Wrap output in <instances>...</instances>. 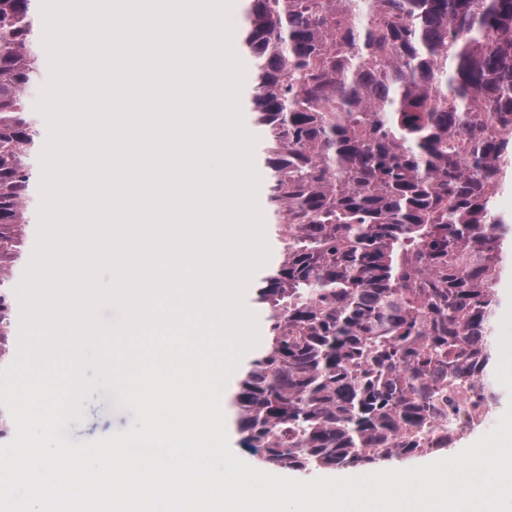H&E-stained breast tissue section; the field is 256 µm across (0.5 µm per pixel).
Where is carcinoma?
I'll use <instances>...</instances> for the list:
<instances>
[{"mask_svg": "<svg viewBox=\"0 0 512 512\" xmlns=\"http://www.w3.org/2000/svg\"><path fill=\"white\" fill-rule=\"evenodd\" d=\"M269 234L262 347L230 406L264 468L421 455L448 389L486 408L512 222V0H247ZM34 0H0V368L32 221Z\"/></svg>", "mask_w": 512, "mask_h": 512, "instance_id": "1", "label": "carcinoma"}]
</instances>
